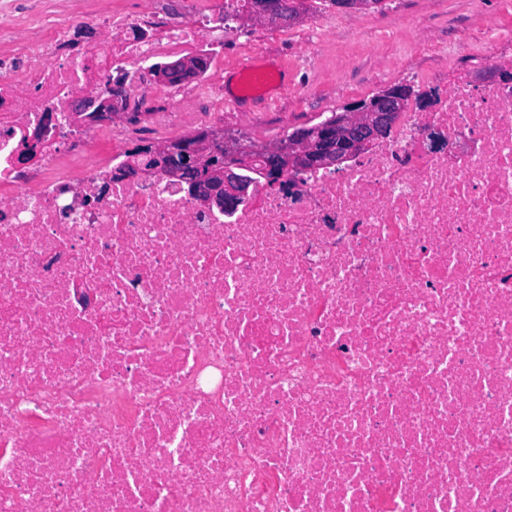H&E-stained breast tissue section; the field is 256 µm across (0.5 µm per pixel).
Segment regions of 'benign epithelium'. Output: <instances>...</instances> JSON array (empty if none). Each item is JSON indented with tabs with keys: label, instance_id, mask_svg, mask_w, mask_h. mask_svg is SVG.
Instances as JSON below:
<instances>
[{
	"label": "benign epithelium",
	"instance_id": "benign-epithelium-1",
	"mask_svg": "<svg viewBox=\"0 0 512 512\" xmlns=\"http://www.w3.org/2000/svg\"><path fill=\"white\" fill-rule=\"evenodd\" d=\"M301 13L291 0L273 13L259 6L250 20L287 26ZM203 59L183 56L165 64L157 77L168 80L176 72L195 77ZM413 101L405 85L387 86L367 100L341 108L322 122L293 133L285 142L242 148L239 140L223 132L201 131L179 140L147 145L137 150L121 168L128 179L161 173L183 181L192 195L208 205L232 211L253 197L254 176L272 183H284L288 194L297 189V175L313 168L340 170L353 155L383 139L401 112Z\"/></svg>",
	"mask_w": 512,
	"mask_h": 512
}]
</instances>
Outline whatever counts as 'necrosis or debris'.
I'll list each match as a JSON object with an SVG mask.
<instances>
[{
  "instance_id": "necrosis-or-debris-1",
  "label": "necrosis or debris",
  "mask_w": 512,
  "mask_h": 512,
  "mask_svg": "<svg viewBox=\"0 0 512 512\" xmlns=\"http://www.w3.org/2000/svg\"><path fill=\"white\" fill-rule=\"evenodd\" d=\"M229 11L0 0V512H512V59L292 196L115 180ZM186 55H189V54H182L177 57L162 60L163 63L157 64V66L155 67V73H156L157 77L162 81H167L168 80L167 75L172 72H176L179 75L184 76L185 78L195 77L203 68V59L201 57H198L195 55H189V56H186ZM167 62H169V63H167ZM162 65H164V66L162 67L161 70H159V68ZM158 70H159V72L157 74ZM180 81H182V78L175 74H172L168 80L170 85H177V84L181 83Z\"/></svg>"
}]
</instances>
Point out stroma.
<instances>
[{
  "label": "stroma",
  "instance_id": "1",
  "mask_svg": "<svg viewBox=\"0 0 512 512\" xmlns=\"http://www.w3.org/2000/svg\"><path fill=\"white\" fill-rule=\"evenodd\" d=\"M495 35L512 39V0H384L381 8L361 12L314 0L294 25L226 30L224 59L211 65L231 78L247 58L284 51L295 64L290 90H273L275 104L261 112L218 110L206 92H198L178 134L212 128L270 143L381 87L403 83L423 89L429 79L465 67L464 49L482 48ZM422 41L437 43L439 52H417Z\"/></svg>",
  "mask_w": 512,
  "mask_h": 512
}]
</instances>
